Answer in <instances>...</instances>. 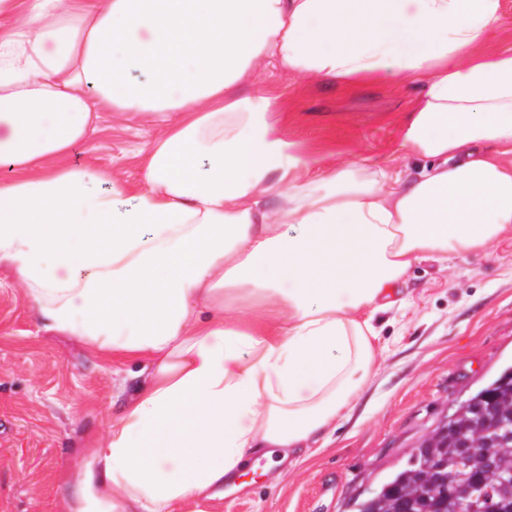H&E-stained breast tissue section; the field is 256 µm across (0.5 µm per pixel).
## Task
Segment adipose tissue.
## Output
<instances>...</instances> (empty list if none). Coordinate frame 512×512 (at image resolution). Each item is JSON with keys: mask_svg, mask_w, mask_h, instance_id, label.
I'll use <instances>...</instances> for the list:
<instances>
[{"mask_svg": "<svg viewBox=\"0 0 512 512\" xmlns=\"http://www.w3.org/2000/svg\"><path fill=\"white\" fill-rule=\"evenodd\" d=\"M0 264L47 329L135 353L140 384L68 483L67 512H183L260 454L295 460L347 416L375 314L421 258L512 233V54L500 0H0ZM424 79L413 172L310 161L254 75ZM184 118L140 191L31 177L101 106ZM496 144L497 152L486 149ZM501 24L480 47L486 56L512 53V0H500Z\"/></svg>", "mask_w": 512, "mask_h": 512, "instance_id": "adipose-tissue-1", "label": "adipose tissue"}]
</instances>
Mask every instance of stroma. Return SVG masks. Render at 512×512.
<instances>
[{
    "mask_svg": "<svg viewBox=\"0 0 512 512\" xmlns=\"http://www.w3.org/2000/svg\"><path fill=\"white\" fill-rule=\"evenodd\" d=\"M276 99V136L321 164L410 170L399 151L422 91L401 76L348 81L256 74ZM96 129L50 171L80 165L135 192L165 130L150 115L103 108ZM410 305L381 315L386 343L351 414L295 466L253 457L203 512H355L457 403L512 364V234L448 264L422 261L399 285ZM142 359L91 350L45 329L14 270L0 264V512H66L71 466L104 436L138 385Z\"/></svg>",
    "mask_w": 512,
    "mask_h": 512,
    "instance_id": "stroma-1",
    "label": "stroma"
}]
</instances>
